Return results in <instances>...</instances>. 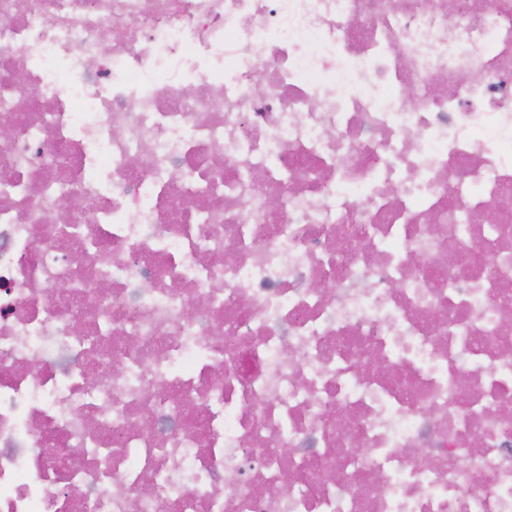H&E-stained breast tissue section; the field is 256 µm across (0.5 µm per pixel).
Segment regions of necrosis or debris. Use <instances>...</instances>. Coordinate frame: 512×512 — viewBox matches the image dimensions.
<instances>
[{
  "mask_svg": "<svg viewBox=\"0 0 512 512\" xmlns=\"http://www.w3.org/2000/svg\"><path fill=\"white\" fill-rule=\"evenodd\" d=\"M0 126V512H512V0H0Z\"/></svg>",
  "mask_w": 512,
  "mask_h": 512,
  "instance_id": "1",
  "label": "necrosis or debris"
}]
</instances>
